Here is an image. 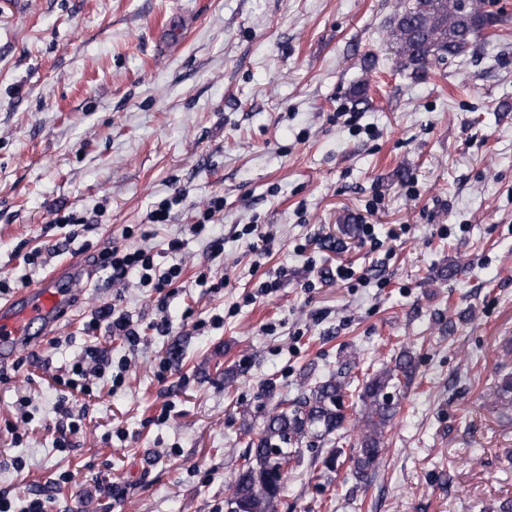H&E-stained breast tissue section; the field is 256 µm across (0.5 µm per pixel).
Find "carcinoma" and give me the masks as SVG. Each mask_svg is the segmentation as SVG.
<instances>
[{"label": "carcinoma", "instance_id": "obj_1", "mask_svg": "<svg viewBox=\"0 0 512 512\" xmlns=\"http://www.w3.org/2000/svg\"><path fill=\"white\" fill-rule=\"evenodd\" d=\"M471 0H403L390 25L398 46L400 68L414 76L435 62L466 55L486 27L484 15ZM416 377V362L401 351L394 364L366 373L356 387L342 373L302 385L292 398H281L255 425L243 415L247 451L225 500L227 512H274L289 471L300 463L301 447L310 438L332 440L341 430L357 432L352 473L363 479L377 467L386 430L396 415L395 397ZM496 403L512 407V374L489 390Z\"/></svg>", "mask_w": 512, "mask_h": 512}]
</instances>
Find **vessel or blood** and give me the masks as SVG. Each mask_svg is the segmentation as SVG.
I'll return each mask as SVG.
<instances>
[{
	"label": "vessel or blood",
	"mask_w": 512,
	"mask_h": 512,
	"mask_svg": "<svg viewBox=\"0 0 512 512\" xmlns=\"http://www.w3.org/2000/svg\"><path fill=\"white\" fill-rule=\"evenodd\" d=\"M89 265L74 261L57 266L33 288L0 303V363L29 349L34 340L51 335L73 307Z\"/></svg>",
	"instance_id": "b4317fda"
}]
</instances>
